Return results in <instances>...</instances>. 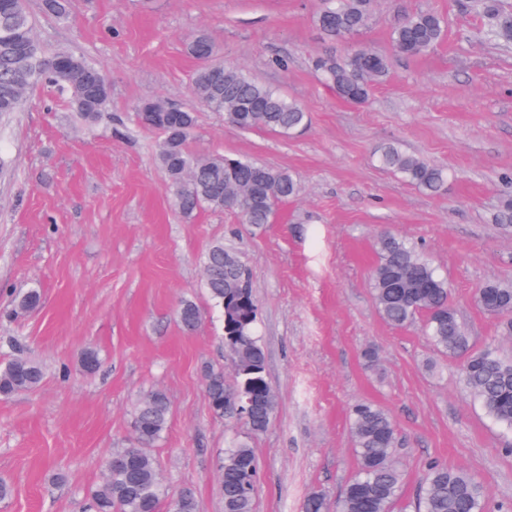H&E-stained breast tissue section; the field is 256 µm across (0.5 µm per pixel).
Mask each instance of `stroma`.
Instances as JSON below:
<instances>
[{"mask_svg": "<svg viewBox=\"0 0 512 512\" xmlns=\"http://www.w3.org/2000/svg\"><path fill=\"white\" fill-rule=\"evenodd\" d=\"M322 0H70L67 16L25 0L47 52L84 56L110 86L108 115L86 123L46 87L0 114V364L14 342L43 368L35 390L0 398V512H87L113 452L136 446L134 416L160 390L167 429L152 449L173 492L191 490L197 512H224L219 465L226 443L250 435L244 419L216 415L205 370L235 367L223 316L202 288L214 241L246 265L260 316L257 334L276 398L268 429L252 437L259 465L255 512H301L313 491L336 504L357 469L348 411L362 402L396 425L403 473L393 512H411L430 462L466 470L487 491L486 512H512V430L489 420L464 390L458 361L427 343L419 324L380 315L370 271L381 232L410 238L447 278L476 347L512 354L498 320L475 303L490 280L512 282V225L495 223L512 197V46L480 37L476 0H374L359 37L389 60L368 100L340 99L314 65L343 55L316 23ZM447 21L420 57L394 52L406 14ZM218 61L302 104L311 117L284 137L242 130L196 106L188 50L198 32ZM195 107L190 153L250 159L288 170L300 192L272 223L229 210L186 215L173 206L158 163L160 136L139 105ZM394 145L447 168L427 194L383 169ZM40 307L20 298L31 290ZM192 301L201 320L177 315ZM99 366L81 367L86 349ZM378 355L369 364L366 350Z\"/></svg>", "mask_w": 512, "mask_h": 512, "instance_id": "1", "label": "stroma"}]
</instances>
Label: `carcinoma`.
I'll return each instance as SVG.
<instances>
[{
  "label": "carcinoma",
  "mask_w": 512,
  "mask_h": 512,
  "mask_svg": "<svg viewBox=\"0 0 512 512\" xmlns=\"http://www.w3.org/2000/svg\"><path fill=\"white\" fill-rule=\"evenodd\" d=\"M372 0H335L333 11L322 10L317 23L332 40L352 39L367 26ZM487 19L483 35L512 44V12L499 0H481ZM24 31L25 40L36 41L29 17L15 20L0 13V112H17L27 94L37 85L54 87L68 94L74 111L96 123L107 112L109 89L99 86L94 66L71 51L27 53L13 39L15 30ZM445 20L430 11L408 14L391 33L396 52L421 56L443 39ZM191 53L203 62L192 81V95L204 107L224 113V118L242 130L265 129L288 136L308 126L310 117L298 103L267 87L242 71L213 64L214 45L208 36H198ZM67 68H58L60 61ZM315 67L327 86L340 98L365 103L371 87L388 73V59L370 46L359 45L343 57L322 54ZM148 127L160 132L159 162L173 191L174 204L183 213L200 208L229 210L247 224L271 223L276 206L298 195L299 184L283 169L242 158L196 157L187 150V141L196 128L192 108L180 113L178 123L168 125L161 112V101L141 104ZM379 164L407 183L431 194H439L446 172L395 146L382 148ZM203 288L224 315V347L235 364V382L224 383V373L206 374L209 400L218 414L237 415L235 397H253L248 426L253 435L264 432L271 423L275 397L264 374L265 355L256 334L258 304L249 282L248 271L239 254L224 242H213L204 256ZM375 304L381 316L395 326L421 320L422 333L441 353L463 360L465 388L492 421L512 429V355L491 347L477 349L465 332L450 299L448 281L442 278L412 241L385 233L377 241V261L371 270ZM478 307L499 318L500 335L512 338V283L490 280L475 294ZM179 320L194 326L201 319L195 304L185 302ZM44 378L42 367L28 359L20 346L13 357L0 365V396L31 391ZM170 404L161 391L142 398L134 428L139 446L112 453L117 459L130 458L129 469H107L93 492L94 512H160L169 503L170 512H196L190 491L170 493L161 480L155 457L148 452L165 431ZM350 426L358 469L347 483L336 505V512H392L397 501L402 474L392 459L395 426L380 407L362 403L350 413ZM258 468L249 438H238L224 449L220 483L224 512H254ZM302 512H329L326 498L310 493ZM417 512H485V489L463 469L432 462L427 468L417 498Z\"/></svg>",
  "instance_id": "1"
}]
</instances>
